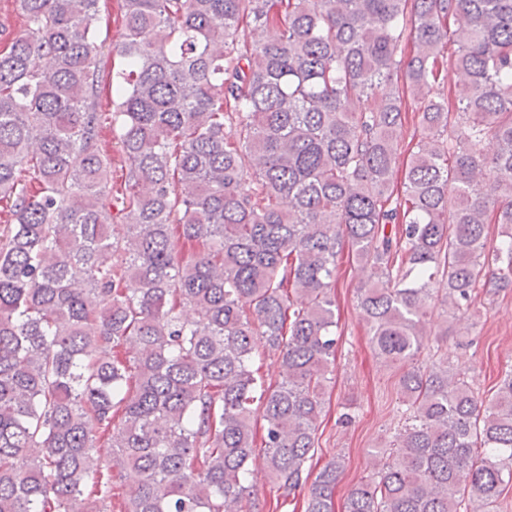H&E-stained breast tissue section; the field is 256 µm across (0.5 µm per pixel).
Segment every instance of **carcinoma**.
Here are the masks:
<instances>
[{"label":"carcinoma","instance_id":"obj_1","mask_svg":"<svg viewBox=\"0 0 512 512\" xmlns=\"http://www.w3.org/2000/svg\"><path fill=\"white\" fill-rule=\"evenodd\" d=\"M100 4L15 0L0 49V512L118 486L120 512H264L258 447L276 507L334 512L342 456L310 475L347 248L405 425L346 512H498L512 369L480 393L427 318L512 286V0H120L110 49ZM108 1L107 8L102 6L101 19L98 22L97 41L106 40V44H116L123 40V29L120 23H114L113 18L116 16V1ZM252 470V490L254 494L262 501L266 500L268 504H275L276 488L265 467L264 454L257 449L250 464Z\"/></svg>","mask_w":512,"mask_h":512}]
</instances>
